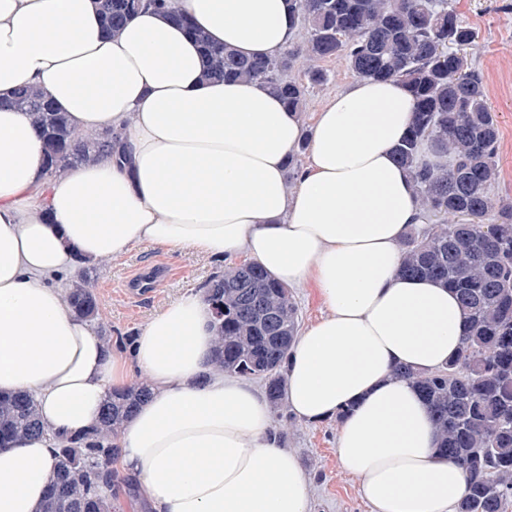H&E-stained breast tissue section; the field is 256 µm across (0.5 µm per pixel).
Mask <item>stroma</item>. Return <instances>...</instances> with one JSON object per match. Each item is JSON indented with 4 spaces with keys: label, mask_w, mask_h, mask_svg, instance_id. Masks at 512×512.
I'll return each mask as SVG.
<instances>
[{
    "label": "stroma",
    "mask_w": 512,
    "mask_h": 512,
    "mask_svg": "<svg viewBox=\"0 0 512 512\" xmlns=\"http://www.w3.org/2000/svg\"><path fill=\"white\" fill-rule=\"evenodd\" d=\"M456 7L462 23L476 34L468 61L481 73L498 115L496 192L512 201V0H456ZM320 66L328 80L308 96L309 119L354 79L343 58L322 60ZM223 268V263L207 261L188 249L167 251L139 244L95 267L92 285L107 330L113 341L125 346L155 312L183 295L199 293L202 284ZM283 420L288 423L283 445L298 456L309 477L311 512H371L357 479L341 470L337 421L309 424L293 416H272L273 423Z\"/></svg>",
    "instance_id": "obj_1"
}]
</instances>
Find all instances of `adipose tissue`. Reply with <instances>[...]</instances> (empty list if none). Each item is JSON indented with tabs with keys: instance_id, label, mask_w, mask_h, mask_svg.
I'll use <instances>...</instances> for the list:
<instances>
[{
	"instance_id": "obj_1",
	"label": "adipose tissue",
	"mask_w": 512,
	"mask_h": 512,
	"mask_svg": "<svg viewBox=\"0 0 512 512\" xmlns=\"http://www.w3.org/2000/svg\"><path fill=\"white\" fill-rule=\"evenodd\" d=\"M172 2L108 36L97 0H0V393H33L43 427L0 448V512H36L54 438L88 431L138 375L152 396L117 436L114 467L143 483L151 512H311L308 478L280 447L263 393L212 369L201 296L168 304L114 349L52 284L140 242L242 256L315 289L327 313L284 362L289 409L309 423L340 416V465L371 512H458L465 472L439 453L422 395L393 372L445 366L465 323L452 288L400 272L399 245L422 214L395 155L411 95L395 80H359L305 124L261 80L203 79L188 32L272 56L297 35L289 0ZM24 85L81 132L119 133L130 164L46 174L43 142L11 103Z\"/></svg>"
}]
</instances>
